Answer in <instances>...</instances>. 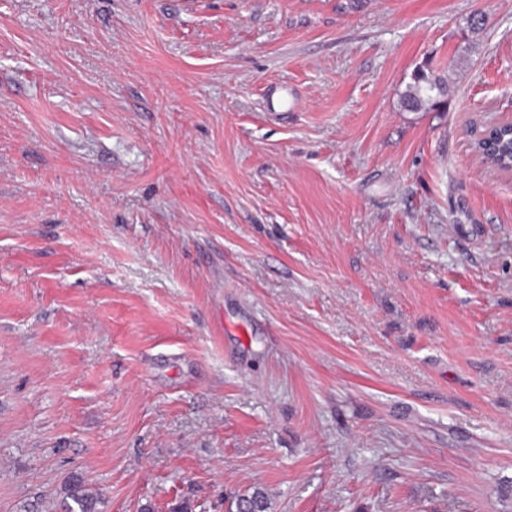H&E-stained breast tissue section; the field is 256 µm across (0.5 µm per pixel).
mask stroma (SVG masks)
I'll list each match as a JSON object with an SVG mask.
<instances>
[{"mask_svg": "<svg viewBox=\"0 0 512 512\" xmlns=\"http://www.w3.org/2000/svg\"><path fill=\"white\" fill-rule=\"evenodd\" d=\"M510 117L512 0H0V512H512ZM447 85L442 77L418 72L403 93V103L410 109H420L424 106L436 107L437 98L443 96ZM271 103L275 101L285 112H294L301 108L302 101L298 93L290 86L280 84L269 91ZM506 123L511 133L503 134L501 126ZM511 137V145L505 139ZM474 152L487 164L498 171L512 172V118L485 125L472 143ZM70 499L75 506L70 504ZM98 495H94L83 488L81 483H74L66 492V498L63 502L64 512H98L96 509L99 503ZM228 503L230 507L227 512H271L269 496L261 487L238 494Z\"/></svg>", "mask_w": 512, "mask_h": 512, "instance_id": "35a3bbf8", "label": "stroma"}]
</instances>
